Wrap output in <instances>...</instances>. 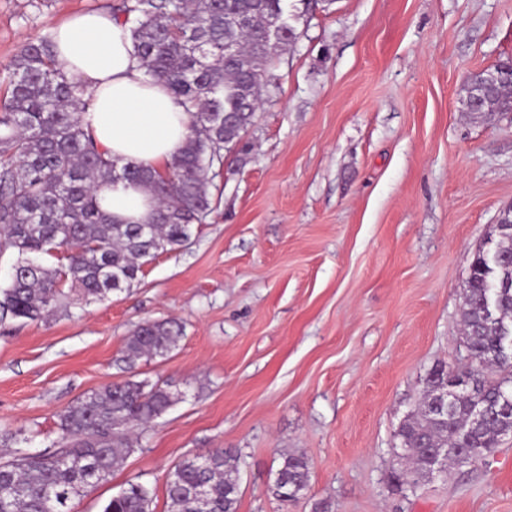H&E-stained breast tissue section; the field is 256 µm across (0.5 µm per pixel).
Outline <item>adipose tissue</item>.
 Wrapping results in <instances>:
<instances>
[{
  "instance_id": "obj_1",
  "label": "adipose tissue",
  "mask_w": 512,
  "mask_h": 512,
  "mask_svg": "<svg viewBox=\"0 0 512 512\" xmlns=\"http://www.w3.org/2000/svg\"><path fill=\"white\" fill-rule=\"evenodd\" d=\"M52 34L58 66L93 94L85 119L99 145L112 157L165 172L185 146L189 117L163 84L145 76L124 26L111 14L88 11ZM98 194L113 220H154L157 203L143 188L120 183L99 187Z\"/></svg>"
}]
</instances>
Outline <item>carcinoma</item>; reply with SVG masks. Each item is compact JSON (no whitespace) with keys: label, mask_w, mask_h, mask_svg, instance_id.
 <instances>
[{"label":"carcinoma","mask_w":512,"mask_h":512,"mask_svg":"<svg viewBox=\"0 0 512 512\" xmlns=\"http://www.w3.org/2000/svg\"><path fill=\"white\" fill-rule=\"evenodd\" d=\"M135 57L145 76L162 82L190 115L182 154L163 174L102 151L86 129L92 93L58 67L52 34L22 45L0 71L8 92L0 98V254L16 252L9 283L0 287V323L47 318L64 289L101 299L130 287L147 262L182 247L191 227L214 212V179L247 132L269 88H278L269 63L301 36V15L288 0H123ZM233 53L224 52V46ZM463 108L482 118L512 112V69L502 61L470 74L459 89ZM142 186L157 201L152 224H120L101 209L96 188L104 183ZM69 250L64 270L41 258ZM498 263L476 265L467 280L463 308L465 342L481 373L475 388L435 418L421 408L399 430L402 444L422 434L430 442L470 449L475 459L491 454L512 428L501 406L495 361L499 330L512 326V232L497 237ZM499 303L497 319L483 317L486 298ZM171 320L140 324L128 337L124 361L165 357L181 339ZM164 387L125 381L86 395L59 414L58 439L33 452L22 440L0 461V512H74V500L106 480L135 451L133 428L148 424L172 405ZM489 410L476 435H462L474 408ZM399 485L425 477L428 463L410 455ZM275 496L283 503L304 496L309 468L304 455L285 453L275 472ZM205 490L208 512H237L240 470L237 454L214 449L180 462L167 481L168 512H200L194 490ZM153 490L131 481L102 512H153Z\"/></svg>","instance_id":"carcinoma-1"}]
</instances>
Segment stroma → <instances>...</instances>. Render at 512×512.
Returning a JSON list of instances; mask_svg holds the SVG:
<instances>
[{"mask_svg":"<svg viewBox=\"0 0 512 512\" xmlns=\"http://www.w3.org/2000/svg\"><path fill=\"white\" fill-rule=\"evenodd\" d=\"M122 0H0V70L70 15ZM301 36L224 160L209 223L107 298L0 325V458L59 436V413L128 380L173 405L75 501L154 492L183 459L239 455L238 512H512V435L483 460L398 489V430L437 366H464L468 268L512 206V115L464 112V79L512 58V0H296ZM184 327L167 357L123 362L146 321ZM309 487L282 504L283 452Z\"/></svg>","mask_w":512,"mask_h":512,"instance_id":"stroma-1","label":"stroma"}]
</instances>
